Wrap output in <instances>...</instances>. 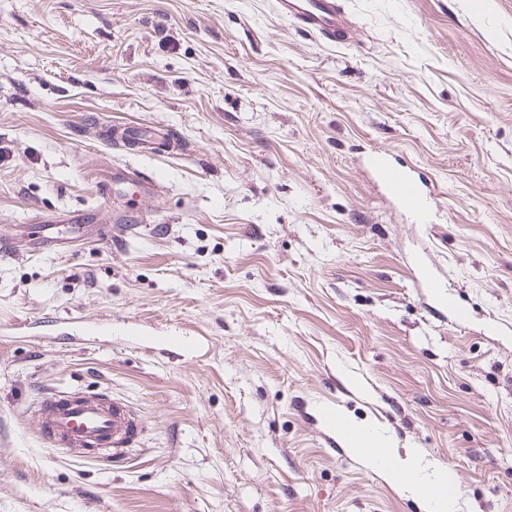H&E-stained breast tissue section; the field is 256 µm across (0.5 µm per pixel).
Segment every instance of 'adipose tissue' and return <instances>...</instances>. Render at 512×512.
I'll list each match as a JSON object with an SVG mask.
<instances>
[{"label":"adipose tissue","instance_id":"ef3b65f1","mask_svg":"<svg viewBox=\"0 0 512 512\" xmlns=\"http://www.w3.org/2000/svg\"><path fill=\"white\" fill-rule=\"evenodd\" d=\"M346 448L378 467L395 487L409 493L422 512H456L457 495L448 489V473L437 469L431 480L420 479V461L414 451L398 454L388 439L358 427H344Z\"/></svg>","mask_w":512,"mask_h":512}]
</instances>
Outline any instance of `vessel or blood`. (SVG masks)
Segmentation results:
<instances>
[{
	"label": "vessel or blood",
	"instance_id": "vessel-or-blood-1",
	"mask_svg": "<svg viewBox=\"0 0 512 512\" xmlns=\"http://www.w3.org/2000/svg\"><path fill=\"white\" fill-rule=\"evenodd\" d=\"M278 13L293 20L300 29L327 44L351 39L348 18L338 0H276ZM361 165L367 171L383 197L402 210L417 224L435 223L439 192L435 185L415 178L394 164L389 154L368 152ZM119 182H131L142 188L156 185L155 176L127 166L116 170ZM96 214L90 210L69 211L46 221L32 246L42 252L57 248L61 239L57 225H65L70 240L81 239L92 227ZM37 414L42 437L49 447L81 457L84 450L95 448L101 460L122 458L137 441L140 424L123 404L109 397H92L73 392L49 391L37 401Z\"/></svg>",
	"mask_w": 512,
	"mask_h": 512
}]
</instances>
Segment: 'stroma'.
I'll use <instances>...</instances> for the list:
<instances>
[{"label":"stroma","mask_w":512,"mask_h":512,"mask_svg":"<svg viewBox=\"0 0 512 512\" xmlns=\"http://www.w3.org/2000/svg\"><path fill=\"white\" fill-rule=\"evenodd\" d=\"M341 2L329 45L274 0H0V236L112 229L0 255V512H419L353 423L446 468L457 512H512V0ZM367 150L438 184L439 224L381 201ZM127 164L158 191L101 198ZM48 390L122 400L138 442L48 447ZM97 214L91 210L69 211L59 214L55 219L41 221L44 229L35 238L31 251L43 252L57 248L64 239L58 236L56 231L57 224H64L68 228L69 238L66 240L77 241L81 239L88 228L92 227ZM429 288L437 294L439 302L445 308H448V313L453 317L456 324H463L469 318L468 308L462 304L456 295H444L439 291V285L436 282H431Z\"/></svg>","instance_id":"stroma-1"}]
</instances>
